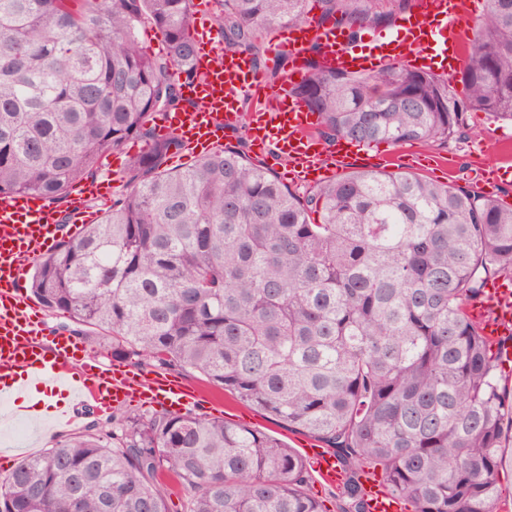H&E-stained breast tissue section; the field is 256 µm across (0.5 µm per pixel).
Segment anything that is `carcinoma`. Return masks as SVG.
Here are the masks:
<instances>
[{"mask_svg": "<svg viewBox=\"0 0 512 512\" xmlns=\"http://www.w3.org/2000/svg\"><path fill=\"white\" fill-rule=\"evenodd\" d=\"M413 0H215L224 49L274 79L255 31L334 21L356 40ZM319 10L315 15L312 10ZM149 27L165 54L141 46ZM192 0H0V199L55 203L131 139L130 191L64 234L30 274L64 330L112 356L202 374L320 442L344 474L345 512L380 476L413 512H500L512 400L468 309L512 280V207L403 172L364 170L299 194L243 143L178 170L154 115L181 108L175 66L201 78ZM293 93L318 136L369 146L446 144L470 112L512 121V0H485L452 79L391 64L315 60ZM22 460L0 512H322L308 463L279 440L190 411L110 419ZM189 496L173 509L163 478Z\"/></svg>", "mask_w": 512, "mask_h": 512, "instance_id": "obj_1", "label": "carcinoma"}]
</instances>
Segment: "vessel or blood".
I'll use <instances>...</instances> for the list:
<instances>
[{
	"instance_id": "obj_1",
	"label": "vessel or blood",
	"mask_w": 512,
	"mask_h": 512,
	"mask_svg": "<svg viewBox=\"0 0 512 512\" xmlns=\"http://www.w3.org/2000/svg\"><path fill=\"white\" fill-rule=\"evenodd\" d=\"M472 14L471 0H419L418 10L404 17L396 34L371 40L359 47L332 25L303 24L276 38L272 54H285L298 69L307 66L306 52L318 46L322 67L350 73L372 72L392 63H408L421 70L440 68L448 76L462 68L467 35L460 21ZM197 68L202 78L187 86L188 108L159 117L161 136L177 135L186 145L212 149L219 146L224 129L245 124L257 156L268 149L285 158L294 178L316 183L327 168L323 148L315 136L319 118L291 89L292 77L268 88L263 71L240 52L217 53V33L204 29L197 36ZM110 188L99 181L80 184L70 201V229L79 232L92 216L86 200L105 201ZM60 235L56 215L37 196L0 201V401L14 412L40 419L42 402L60 396L53 421H70L71 404L94 403L97 410L135 398L146 404L160 403L180 412L197 402V391L181 381L146 373L134 365L113 360L102 362L69 336H57L51 349L38 342L45 326L36 308L21 293V277L35 257L53 248ZM469 313L482 319L492 342L512 335V289H492L486 300ZM313 472L321 484L337 486L343 474L332 453L308 449ZM367 512H402L401 500L387 495L377 476L364 478Z\"/></svg>"
}]
</instances>
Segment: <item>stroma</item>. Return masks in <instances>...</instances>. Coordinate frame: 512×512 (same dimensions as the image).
Masks as SVG:
<instances>
[{
  "instance_id": "obj_1",
  "label": "stroma",
  "mask_w": 512,
  "mask_h": 512,
  "mask_svg": "<svg viewBox=\"0 0 512 512\" xmlns=\"http://www.w3.org/2000/svg\"><path fill=\"white\" fill-rule=\"evenodd\" d=\"M439 158L448 160V167L436 166L435 161ZM492 167L512 168V123L496 120L484 112H473L468 116L465 138L432 146L381 143L359 153L345 170L349 173L365 169L401 171L480 193L484 190L480 175ZM169 374L201 392L203 399L193 405V412L248 426L278 438L297 452L309 442L308 436L291 431L287 425L255 411L229 391L209 383L198 372L173 368ZM109 417L106 411L83 414L67 427L45 422L36 427L24 426L25 431L20 434L16 428L23 426L22 420L13 415L0 422V445L4 446L9 463L14 466L24 457L43 452L58 440L83 432L90 425L107 427Z\"/></svg>"
}]
</instances>
